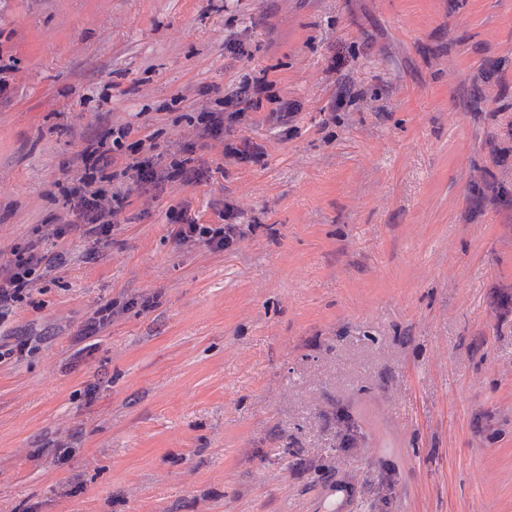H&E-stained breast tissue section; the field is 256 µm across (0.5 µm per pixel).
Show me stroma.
<instances>
[{
  "label": "stroma",
  "mask_w": 512,
  "mask_h": 512,
  "mask_svg": "<svg viewBox=\"0 0 512 512\" xmlns=\"http://www.w3.org/2000/svg\"><path fill=\"white\" fill-rule=\"evenodd\" d=\"M0 64L5 255L91 133L166 155L273 84L229 137L260 162L201 150L207 183L133 198L95 259L69 232L0 323L33 346L0 364V512H328L348 482L355 512H512V0H0ZM183 202L242 237L178 245ZM271 84L266 81V75L255 78L251 83L239 85L230 98L223 96L219 102L224 106V99L230 111L223 107L219 111L199 112L200 125L199 138L203 145L209 149L222 148L223 157L234 158L237 161H259V155L250 151L247 142L243 147L224 140V132L234 123L245 120L249 112H258L262 105V93Z\"/></svg>",
  "instance_id": "1"
}]
</instances>
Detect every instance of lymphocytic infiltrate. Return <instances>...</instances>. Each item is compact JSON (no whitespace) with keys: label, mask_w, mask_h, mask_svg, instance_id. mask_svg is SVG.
<instances>
[{"label":"lymphocytic infiltrate","mask_w":512,"mask_h":512,"mask_svg":"<svg viewBox=\"0 0 512 512\" xmlns=\"http://www.w3.org/2000/svg\"><path fill=\"white\" fill-rule=\"evenodd\" d=\"M267 86L265 78H255L233 91L226 109L200 113L199 137L204 146L220 149L222 156L238 161L258 160L256 151L226 142L224 132L245 120L248 113L260 111ZM132 132L131 125L121 124L88 137L86 147L78 154L83 170L80 186L63 196L61 226L81 228L88 235L102 237L111 232L133 192L157 197L169 183L188 187L206 181L209 169L193 150L185 147L174 152L169 164L161 167L154 160V135L135 140ZM116 165L120 166L122 176L130 179V186L115 185L113 178L106 176V169ZM217 216L218 223H200L186 203L169 208L166 213L171 235L178 244L191 246L202 242L221 251L232 245L240 230L238 225L228 223L227 212L218 211ZM67 262L66 253L61 250L48 255L31 244L11 250L0 267V322L14 307L30 302L44 280L51 273L62 272Z\"/></svg>","instance_id":"f902f5d3"}]
</instances>
